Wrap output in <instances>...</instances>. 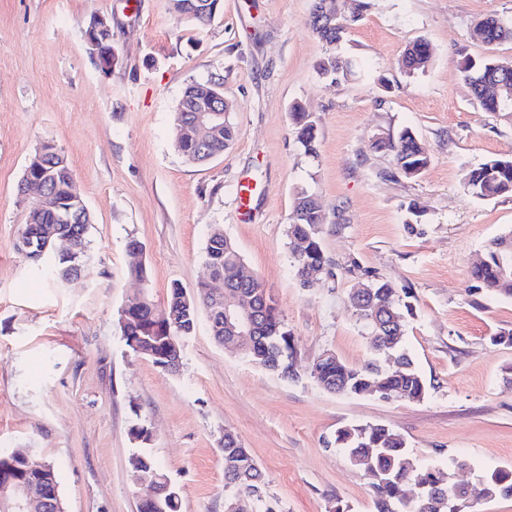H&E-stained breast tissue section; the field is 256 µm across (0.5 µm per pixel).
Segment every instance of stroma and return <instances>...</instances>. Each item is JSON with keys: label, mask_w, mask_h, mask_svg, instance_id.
<instances>
[{"label": "stroma", "mask_w": 512, "mask_h": 512, "mask_svg": "<svg viewBox=\"0 0 512 512\" xmlns=\"http://www.w3.org/2000/svg\"><path fill=\"white\" fill-rule=\"evenodd\" d=\"M313 0H224L200 27L166 0H0V451L50 463L65 512H137L150 488L134 483L131 427L180 496L181 512H224L225 432L237 434L281 512H375L372 479L333 446L338 427L384 424L417 460L444 462L479 512H512V498L481 499L480 477L512 470V299L478 288L470 267L512 229V195L480 201L467 172L512 156V122L477 109L463 58L512 60V42L472 37L480 20L512 19V0H371L343 40L307 24ZM112 22L116 63L102 72L84 39L92 16ZM433 61L407 74V46ZM337 55L349 79L319 75ZM222 83L238 103L236 137L199 166L174 148L187 84ZM313 113L315 153L297 142L293 103ZM411 129L431 162L417 178L394 173L374 147ZM68 160L89 209L90 247L78 278L45 276L18 251L35 195L18 184L35 151ZM304 188L325 208L322 244L334 271L301 287L288 224ZM220 228L274 298L299 355L289 380L219 346L206 313L170 372L125 345L118 312L145 293L157 306L180 284L208 278L205 247ZM143 247L145 280L127 272V244ZM378 279L409 293L405 346L423 375L421 401L333 394L311 375L326 349L362 366L369 339L352 295Z\"/></svg>", "instance_id": "stroma-1"}]
</instances>
